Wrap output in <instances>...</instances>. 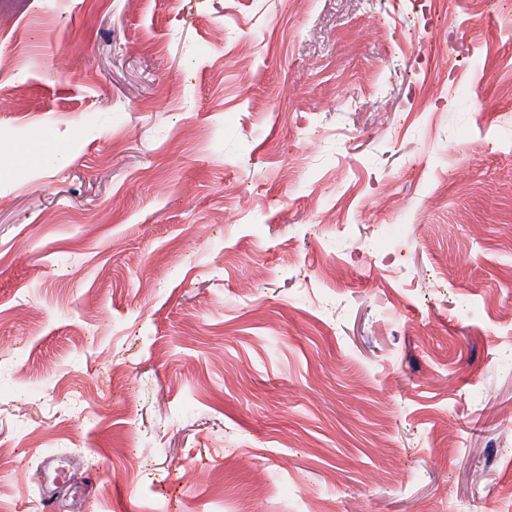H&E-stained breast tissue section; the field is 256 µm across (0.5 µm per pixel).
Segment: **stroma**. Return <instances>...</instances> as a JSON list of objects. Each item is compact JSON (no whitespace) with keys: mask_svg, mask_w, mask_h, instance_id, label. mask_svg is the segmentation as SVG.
Masks as SVG:
<instances>
[{"mask_svg":"<svg viewBox=\"0 0 512 512\" xmlns=\"http://www.w3.org/2000/svg\"><path fill=\"white\" fill-rule=\"evenodd\" d=\"M1 93L0 512H512V0H0Z\"/></svg>","mask_w":512,"mask_h":512,"instance_id":"stroma-1","label":"stroma"}]
</instances>
